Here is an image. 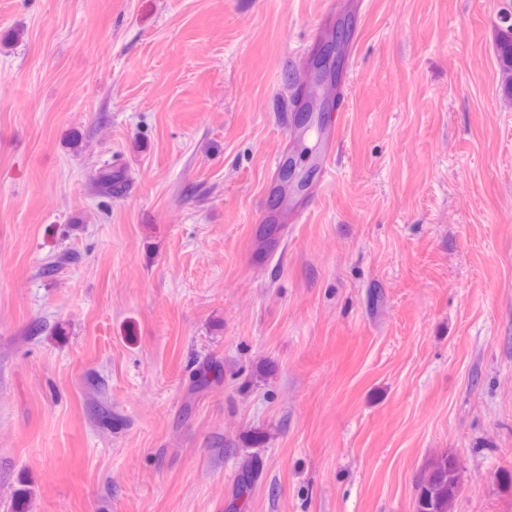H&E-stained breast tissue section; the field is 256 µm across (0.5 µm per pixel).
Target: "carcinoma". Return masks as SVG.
Listing matches in <instances>:
<instances>
[{
    "instance_id": "carcinoma-1",
    "label": "carcinoma",
    "mask_w": 512,
    "mask_h": 512,
    "mask_svg": "<svg viewBox=\"0 0 512 512\" xmlns=\"http://www.w3.org/2000/svg\"><path fill=\"white\" fill-rule=\"evenodd\" d=\"M497 61L501 73V86L506 98L512 100V23L503 20L496 33ZM123 175L112 165L100 167L92 177L94 193L112 198L124 186ZM263 465L253 455L241 457L238 466L235 498L247 497L262 476ZM460 470L455 456L443 453L433 457L417 481L415 512H452L460 488Z\"/></svg>"
}]
</instances>
